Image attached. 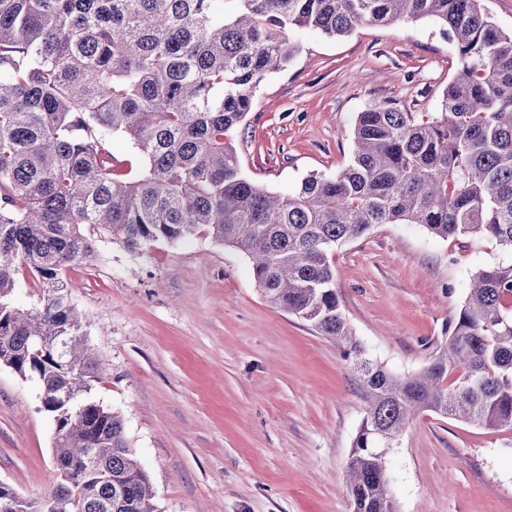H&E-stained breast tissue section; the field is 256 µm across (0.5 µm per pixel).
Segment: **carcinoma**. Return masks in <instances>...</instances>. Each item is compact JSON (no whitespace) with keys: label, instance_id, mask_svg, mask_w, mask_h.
<instances>
[{"label":"carcinoma","instance_id":"obj_1","mask_svg":"<svg viewBox=\"0 0 512 512\" xmlns=\"http://www.w3.org/2000/svg\"><path fill=\"white\" fill-rule=\"evenodd\" d=\"M0 0V366L31 377L56 421L57 485L41 500L0 482V512H156L123 417L87 398L105 372L85 343L66 270L96 235L130 252L204 232L247 255L263 298L333 340L365 416L347 464L352 512H397L385 455L432 411L512 431V262L478 271L420 372L365 357L336 289L333 254L377 224L512 251V32L484 0ZM429 18L456 48L438 112H359L351 163L273 194L242 172L233 132L306 29ZM143 166L120 173L112 137ZM39 304L13 300L17 275Z\"/></svg>","mask_w":512,"mask_h":512}]
</instances>
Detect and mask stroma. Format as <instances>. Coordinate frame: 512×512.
<instances>
[{"label":"stroma","mask_w":512,"mask_h":512,"mask_svg":"<svg viewBox=\"0 0 512 512\" xmlns=\"http://www.w3.org/2000/svg\"><path fill=\"white\" fill-rule=\"evenodd\" d=\"M456 51L428 19L305 33L261 83L235 134L244 173L285 192L351 162L358 112H435ZM71 266L73 302L107 372L90 397L118 412L157 512H352L346 465L365 414L335 343L272 308L240 251L199 235L132 253L109 237ZM512 260L479 238L378 224L334 255L353 335L389 370H422L478 269ZM55 425L40 389L0 366V482L41 499L56 486ZM398 512H512V431L420 413L386 455Z\"/></svg>","instance_id":"obj_1"}]
</instances>
